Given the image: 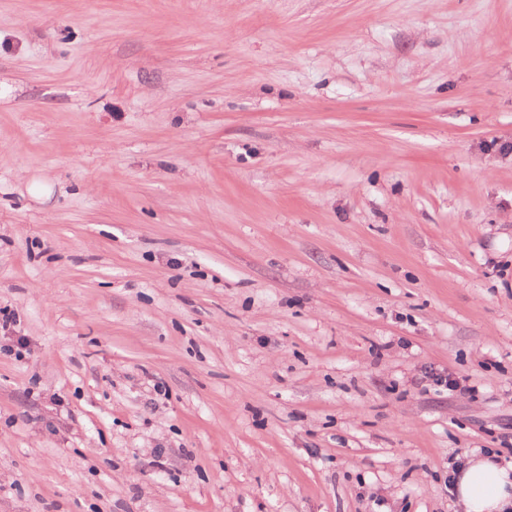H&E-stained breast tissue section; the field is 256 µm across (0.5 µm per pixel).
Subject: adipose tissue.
Segmentation results:
<instances>
[{
	"mask_svg": "<svg viewBox=\"0 0 512 512\" xmlns=\"http://www.w3.org/2000/svg\"><path fill=\"white\" fill-rule=\"evenodd\" d=\"M452 492L464 512H507L512 507V467L474 452L458 465Z\"/></svg>",
	"mask_w": 512,
	"mask_h": 512,
	"instance_id": "ef3b65f1",
	"label": "adipose tissue"
}]
</instances>
